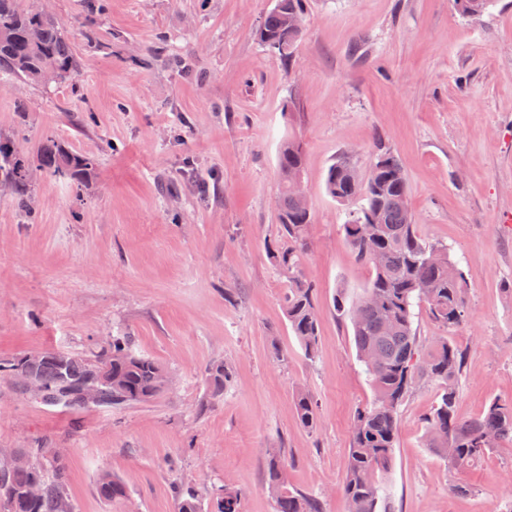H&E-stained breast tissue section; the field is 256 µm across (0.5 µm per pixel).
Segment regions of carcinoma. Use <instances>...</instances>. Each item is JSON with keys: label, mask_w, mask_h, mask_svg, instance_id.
<instances>
[{"label": "carcinoma", "mask_w": 512, "mask_h": 512, "mask_svg": "<svg viewBox=\"0 0 512 512\" xmlns=\"http://www.w3.org/2000/svg\"><path fill=\"white\" fill-rule=\"evenodd\" d=\"M493 0H454L457 10L467 16L484 12ZM304 15L303 0H278L259 28L262 44H279L278 56L288 62L298 46L302 29L292 21ZM78 56L71 33L47 9L26 0H0V74L34 84L64 83L77 74ZM302 146L288 137L278 153L280 193L278 236L283 245L275 249L277 265L288 275L290 289L286 317L304 354L318 352L319 323L314 306L315 285L301 274L306 248V229L311 223L309 205L293 195L292 180L303 174ZM91 166L87 159L47 144L29 159L20 154L10 139L0 141V182L28 193L30 169L77 179ZM327 193L337 202L362 201L349 213L344 232L356 259L369 265L374 275L361 296L346 303L336 299L338 311L352 325L357 357L373 392V401L356 409L351 448L342 492L349 512H391V498L385 475L393 464V448L399 425V409L419 381L438 389V400L424 418L428 447L453 466L481 459L502 441L512 442V404L493 400L479 416L461 420L455 412L458 381L465 367L464 352L448 337L432 344L421 343L414 328V307L426 305L430 318L446 331L460 325L466 310V278L458 263L450 258L448 246L429 243L418 235L408 202L403 170L388 152L380 153L367 175L340 158L327 171ZM66 373L74 380L95 377L99 389L98 406H111L112 390L121 382L127 404L152 401L168 377L154 359L137 354L130 343L119 338L89 361L52 349L41 360L26 366L16 363V375L39 376L43 391L36 399L52 403L59 394V377ZM215 393L224 390L232 373L227 364L208 368ZM295 408L307 429L317 426L316 405L306 392L296 397ZM36 454L50 456L49 466L33 461L12 470L0 479V499L8 512H71L64 493L66 463L48 448ZM268 482L281 483L274 498L275 512H323L319 500L307 493L290 490L284 483L285 460L268 456ZM40 480L41 496L31 501L28 487ZM101 497L112 503L127 499L125 484L104 473L98 480ZM221 512H240L241 494L222 489Z\"/></svg>", "instance_id": "carcinoma-1"}]
</instances>
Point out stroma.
I'll list each match as a JSON object with an SVG mask.
<instances>
[{
	"instance_id": "stroma-1",
	"label": "stroma",
	"mask_w": 512,
	"mask_h": 512,
	"mask_svg": "<svg viewBox=\"0 0 512 512\" xmlns=\"http://www.w3.org/2000/svg\"><path fill=\"white\" fill-rule=\"evenodd\" d=\"M37 2L71 32L79 70L46 88L0 79V136L28 157L58 144L92 169L82 183L32 171L25 207L0 182V358L91 359L127 336L172 385L148 403L70 414L0 378V452L62 455L72 512H177L187 490L213 512L227 483L241 512H274L276 448L290 488L347 512L354 412L373 400L335 303L373 275L346 238L347 207L325 189L349 152L363 173L380 151L395 154L420 235L461 262L464 321L446 332L426 312L414 319L422 343L445 334L466 354L458 418L512 403V0L477 16L453 0H305L288 63L258 37L275 0H100L85 28L81 0ZM287 136L303 146L311 207V360L270 258ZM220 362L233 379L217 394L206 370ZM302 390L317 405L313 430L296 416ZM436 397L421 381L400 407L394 512H506L512 443L451 467L426 442ZM105 473L125 483L124 503L98 495Z\"/></svg>"
}]
</instances>
